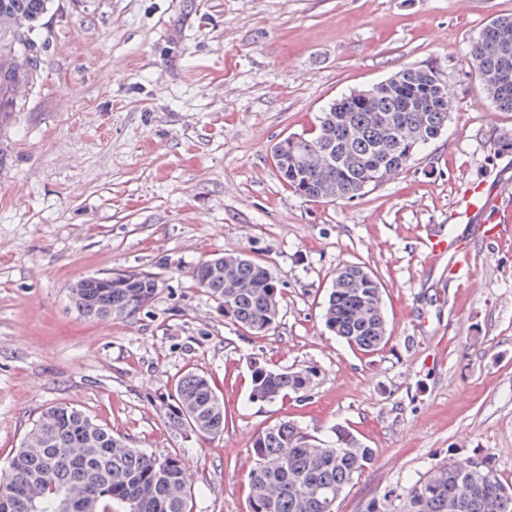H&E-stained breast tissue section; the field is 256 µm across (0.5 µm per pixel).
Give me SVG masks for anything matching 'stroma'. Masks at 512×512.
Segmentation results:
<instances>
[{
    "label": "stroma",
    "mask_w": 512,
    "mask_h": 512,
    "mask_svg": "<svg viewBox=\"0 0 512 512\" xmlns=\"http://www.w3.org/2000/svg\"><path fill=\"white\" fill-rule=\"evenodd\" d=\"M512 0H50L43 82L0 112V466L48 407L76 406L135 448L180 455L191 512H249L255 435L290 420L349 428L375 458L336 502L365 512L436 464L489 458L512 483V227L472 239L449 282L418 238L458 189L512 178V112L485 97L471 43ZM436 65L447 130L411 166L350 201H311L272 158L334 99L405 66ZM247 254L284 287L277 328L224 314L192 270ZM380 280L390 336L365 353L326 329L336 269ZM148 272L156 295L87 319L70 287ZM311 372L303 395L248 398L256 365ZM195 371L224 400L215 438L169 426Z\"/></svg>",
    "instance_id": "35a3bbf8"
}]
</instances>
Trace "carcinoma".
I'll list each match as a JSON object with an SVG mask.
<instances>
[{
  "label": "carcinoma",
  "instance_id": "carcinoma-1",
  "mask_svg": "<svg viewBox=\"0 0 512 512\" xmlns=\"http://www.w3.org/2000/svg\"><path fill=\"white\" fill-rule=\"evenodd\" d=\"M48 0H0V111L21 112L15 93L39 85L40 17ZM482 89L501 111L512 112V27L485 25L470 48ZM396 80L361 99L349 93L322 110L313 132L288 136L273 148L283 184L310 200L350 201L407 169L419 150L447 129L453 108L446 80L434 65L404 66ZM198 286L224 314L257 334L275 328L282 287L265 266L242 253H220L192 272ZM150 273L114 277L107 288L90 275L70 288L77 310L89 318H127L156 294ZM325 327L370 353L388 335L378 279L358 265L336 269L323 311ZM303 371L257 366L250 400L275 401L306 391ZM170 426L215 438L224 432V403L209 378L182 375L174 385ZM322 443L284 421L252 441L248 475L250 512H335L328 501L342 493L374 460L345 427ZM189 479L177 454L156 455L131 447L75 406L47 408L0 467V498L8 512H191ZM512 502L489 461L479 469L450 460L407 489L400 512H501Z\"/></svg>",
  "mask_w": 512,
  "mask_h": 512
}]
</instances>
